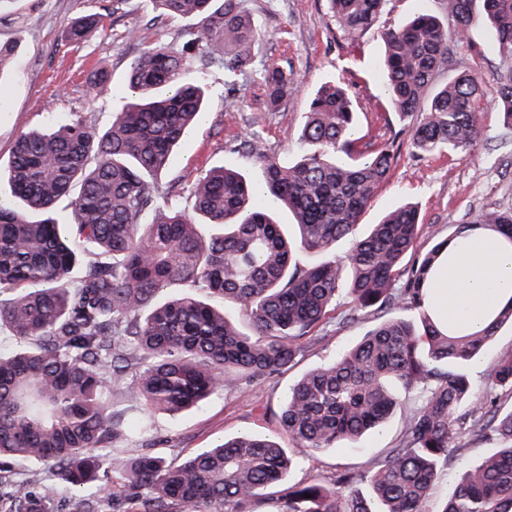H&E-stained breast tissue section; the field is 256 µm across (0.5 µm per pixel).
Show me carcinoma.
Wrapping results in <instances>:
<instances>
[{"mask_svg": "<svg viewBox=\"0 0 512 512\" xmlns=\"http://www.w3.org/2000/svg\"><path fill=\"white\" fill-rule=\"evenodd\" d=\"M159 17L192 19L182 46H154L135 61L132 89L100 131L80 119L21 136L5 166L15 203L0 199V325L17 348L0 352V467L50 464L55 479L21 478L0 498V512H101L91 498L63 494L116 479L112 512H427L426 504L462 448L461 438L496 433L501 446L464 470L441 512H512V405L478 392L470 362L506 323L512 307L475 333L440 328L425 306L423 285L448 238L418 254L417 207L390 210L368 232L361 216L394 162L390 146L365 153L351 138L352 101L336 82L310 96L302 155L283 164L265 155L259 136L246 147L261 165L263 187L236 169L198 174L190 206L161 201L158 184L188 128L205 108V87L187 77L192 52L201 65L224 66V88L253 61L258 32L239 0H151ZM337 25L357 34L378 25L386 0H328ZM450 31L420 12L382 33L379 67L393 111L412 120L422 152L469 149L480 136L481 80L461 72L429 91L452 59L453 38L476 17L512 61V0H448ZM103 26L98 14L68 23L73 46ZM15 46L0 42V95ZM265 104L277 110L292 74L264 70ZM95 95L111 93L107 64L92 73ZM494 101L512 128V70ZM295 219L283 230L272 205ZM512 242V211L489 209L473 220ZM199 224L221 231L207 243ZM347 249L339 254L336 245ZM310 257L300 265L296 253ZM82 264L85 273L71 277ZM178 284L189 292L160 293ZM345 293V321L375 325L336 358L289 390L279 424L304 454L358 441L382 428L400 407L395 388L423 389L397 444L364 471L331 485L310 480L278 489L294 464L286 449L242 434L205 448L177 467L157 456H107L98 449L138 427V410L177 413L214 394L281 374L303 340ZM247 313L246 328L224 309ZM492 383L512 393V354ZM140 400L110 409L112 392ZM365 485L367 492L360 486Z\"/></svg>", "mask_w": 512, "mask_h": 512, "instance_id": "obj_1", "label": "carcinoma"}]
</instances>
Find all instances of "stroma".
I'll list each match as a JSON object with an SVG mask.
<instances>
[{"mask_svg":"<svg viewBox=\"0 0 512 512\" xmlns=\"http://www.w3.org/2000/svg\"><path fill=\"white\" fill-rule=\"evenodd\" d=\"M260 37L255 45L257 66L237 78L238 90L224 92V69L192 60L188 74L202 79L210 106L205 120L184 139L160 185L168 201L185 203L188 183L202 170L232 165L250 178L259 175L258 162L243 147L250 130H259L269 156L293 162L301 153L299 135L309 95L327 82L347 88L357 113L355 135L361 142L393 146L395 160L389 179L380 186L362 224L377 223L390 208L405 202L418 206L423 234L417 248L427 251L434 238L447 237L486 209L512 210V131L493 101L479 115L481 138L470 150L445 149L424 153L414 147L409 127L403 126L388 104L386 88L376 68L384 52L383 30L426 11L445 26H453L447 0H387L377 28L350 35L333 20L328 0H241ZM85 13L104 14V27L73 49L63 31L69 20ZM151 0H10L0 10V41L18 46L7 94L0 99V160H7L16 140L47 123L83 118L102 129L125 102L131 66L145 47L179 45L187 29L181 20L153 22ZM106 62L112 77L111 96L94 97L87 77L98 62ZM280 64L296 83L279 109L265 107L260 67ZM481 80L494 92L507 71L495 37L484 23L456 40L454 55L437 78L447 83L459 71ZM368 322L347 326L330 320L304 342L296 364L274 378L251 384L240 393L212 396L198 409L172 416L155 412L147 428L131 432L116 444L127 456L150 453L168 463H181L197 450L222 438L249 431L288 446L278 413L291 388L303 374L335 358L368 329ZM402 416L394 414L380 432L347 448L304 457L291 472L293 482L320 480L332 483L347 470H365L399 436ZM499 443L490 435L467 444L448 461V470L429 501L438 512L440 498L453 492L458 474L493 454Z\"/></svg>","mask_w":512,"mask_h":512,"instance_id":"1","label":"stroma"}]
</instances>
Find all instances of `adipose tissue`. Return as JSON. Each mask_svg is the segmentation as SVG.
I'll list each match as a JSON object with an SVG mask.
<instances>
[{
  "label": "adipose tissue",
  "mask_w": 512,
  "mask_h": 512,
  "mask_svg": "<svg viewBox=\"0 0 512 512\" xmlns=\"http://www.w3.org/2000/svg\"><path fill=\"white\" fill-rule=\"evenodd\" d=\"M439 324L476 330L512 306V242L472 226L449 242L425 284Z\"/></svg>",
  "instance_id": "ef3b65f1"
}]
</instances>
